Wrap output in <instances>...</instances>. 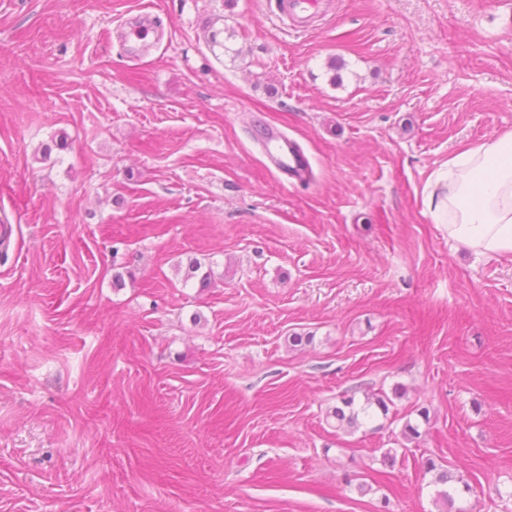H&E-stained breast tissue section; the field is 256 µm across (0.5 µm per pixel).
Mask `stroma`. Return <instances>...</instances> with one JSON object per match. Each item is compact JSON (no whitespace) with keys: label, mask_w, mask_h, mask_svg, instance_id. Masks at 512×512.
I'll return each instance as SVG.
<instances>
[{"label":"stroma","mask_w":512,"mask_h":512,"mask_svg":"<svg viewBox=\"0 0 512 512\" xmlns=\"http://www.w3.org/2000/svg\"><path fill=\"white\" fill-rule=\"evenodd\" d=\"M509 131L512 0H0V512H512V259L422 203ZM316 4V0H291L289 3L288 0H278L275 1V9L276 14H288L289 8L291 15L299 23L300 27H302L301 24L315 12ZM254 141L261 146L268 168L299 182L308 180L309 167L298 143L274 128L256 130Z\"/></svg>","instance_id":"stroma-1"}]
</instances>
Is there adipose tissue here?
Segmentation results:
<instances>
[{"instance_id": "obj_1", "label": "adipose tissue", "mask_w": 512, "mask_h": 512, "mask_svg": "<svg viewBox=\"0 0 512 512\" xmlns=\"http://www.w3.org/2000/svg\"><path fill=\"white\" fill-rule=\"evenodd\" d=\"M423 205L455 244L512 256V131L449 157L429 178Z\"/></svg>"}]
</instances>
